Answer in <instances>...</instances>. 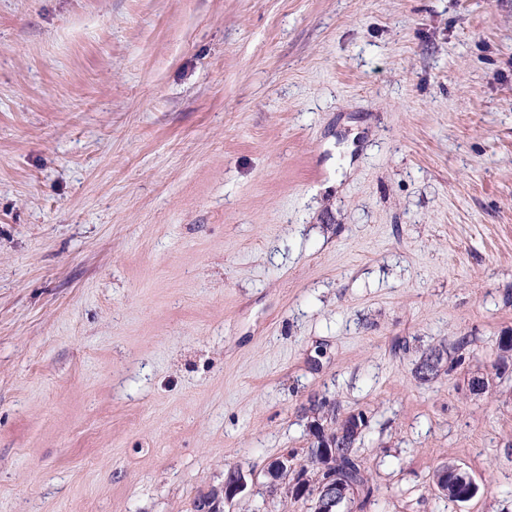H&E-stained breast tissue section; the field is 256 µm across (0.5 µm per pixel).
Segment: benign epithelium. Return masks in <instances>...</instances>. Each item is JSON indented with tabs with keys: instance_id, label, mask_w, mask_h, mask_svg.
I'll return each instance as SVG.
<instances>
[{
	"instance_id": "benign-epithelium-1",
	"label": "benign epithelium",
	"mask_w": 512,
	"mask_h": 512,
	"mask_svg": "<svg viewBox=\"0 0 512 512\" xmlns=\"http://www.w3.org/2000/svg\"><path fill=\"white\" fill-rule=\"evenodd\" d=\"M294 473V480L285 486V495L294 497L296 495L304 496L314 502L315 512H336V507L357 496L355 485L342 480L334 474H329L319 480H310L302 470H295L292 458L285 456L274 462L272 474ZM453 473L462 482L470 484V494L475 495L479 487L474 479L456 465L450 467L443 465L439 470L437 478L438 489L448 492V473Z\"/></svg>"
}]
</instances>
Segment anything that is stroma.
I'll list each match as a JSON object with an SVG mask.
<instances>
[{
    "instance_id": "obj_1",
    "label": "stroma",
    "mask_w": 512,
    "mask_h": 512,
    "mask_svg": "<svg viewBox=\"0 0 512 512\" xmlns=\"http://www.w3.org/2000/svg\"><path fill=\"white\" fill-rule=\"evenodd\" d=\"M503 336L512 0H0V512H313L314 396L512 512ZM442 350L436 347L429 348L426 352L423 353L421 356L419 362L416 364L415 370H414V376L422 382H428L434 379L441 368L443 358L440 356ZM436 354H438V358L435 362L432 364H429L433 357H437ZM423 365L428 367V370L430 372L429 377H421L426 376L428 374L427 370L423 367L422 371L419 373V368ZM420 375V376H419Z\"/></svg>"
}]
</instances>
